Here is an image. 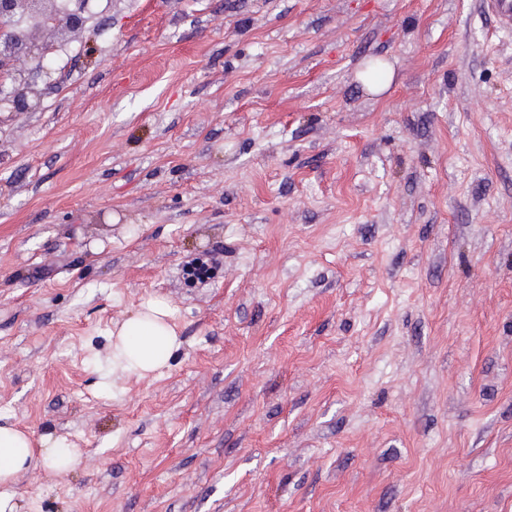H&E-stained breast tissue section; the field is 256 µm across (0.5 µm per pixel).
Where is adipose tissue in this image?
Wrapping results in <instances>:
<instances>
[{
    "label": "adipose tissue",
    "mask_w": 512,
    "mask_h": 512,
    "mask_svg": "<svg viewBox=\"0 0 512 512\" xmlns=\"http://www.w3.org/2000/svg\"><path fill=\"white\" fill-rule=\"evenodd\" d=\"M170 315L164 300L148 301L121 325L113 359L141 373L163 367L178 345L176 331L168 322ZM81 460V450L67 439L51 434L37 437L9 423L0 425V512H19L13 485L21 470L41 463L51 473L63 475L75 470Z\"/></svg>",
    "instance_id": "ef3b65f1"
}]
</instances>
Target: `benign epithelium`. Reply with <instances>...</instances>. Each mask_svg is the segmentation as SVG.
I'll return each mask as SVG.
<instances>
[{
  "instance_id": "7a95c632",
  "label": "benign epithelium",
  "mask_w": 512,
  "mask_h": 512,
  "mask_svg": "<svg viewBox=\"0 0 512 512\" xmlns=\"http://www.w3.org/2000/svg\"><path fill=\"white\" fill-rule=\"evenodd\" d=\"M68 8L62 0H0V104L14 112L32 108L30 96L37 95L32 73L20 66L22 60L43 56L49 46L39 35L52 28L60 33L83 28L88 0H75Z\"/></svg>"
}]
</instances>
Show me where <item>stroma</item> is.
Wrapping results in <instances>:
<instances>
[{
	"label": "stroma",
	"instance_id": "stroma-1",
	"mask_svg": "<svg viewBox=\"0 0 512 512\" xmlns=\"http://www.w3.org/2000/svg\"><path fill=\"white\" fill-rule=\"evenodd\" d=\"M0 113L26 512H512V31L483 0H90ZM209 258L217 275L187 283ZM179 345L141 376L147 299ZM170 315V307L164 300L148 301L121 325L112 359L141 373L163 367L179 345L176 331L167 321ZM82 460L80 448L66 438L34 433L12 424L0 425V511L21 512L17 493L13 488L15 476L23 469L39 462L55 475L75 470Z\"/></svg>",
	"mask_w": 512,
	"mask_h": 512
}]
</instances>
